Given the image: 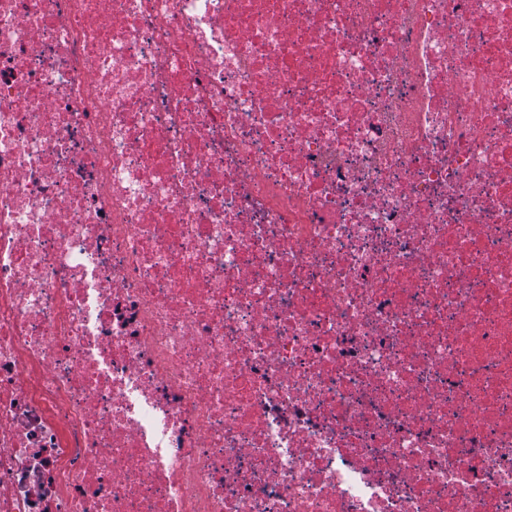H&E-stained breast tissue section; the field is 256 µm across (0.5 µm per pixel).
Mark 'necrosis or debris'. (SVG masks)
Segmentation results:
<instances>
[{
  "instance_id": "1",
  "label": "necrosis or debris",
  "mask_w": 512,
  "mask_h": 512,
  "mask_svg": "<svg viewBox=\"0 0 512 512\" xmlns=\"http://www.w3.org/2000/svg\"><path fill=\"white\" fill-rule=\"evenodd\" d=\"M0 512H512V0H0Z\"/></svg>"
}]
</instances>
